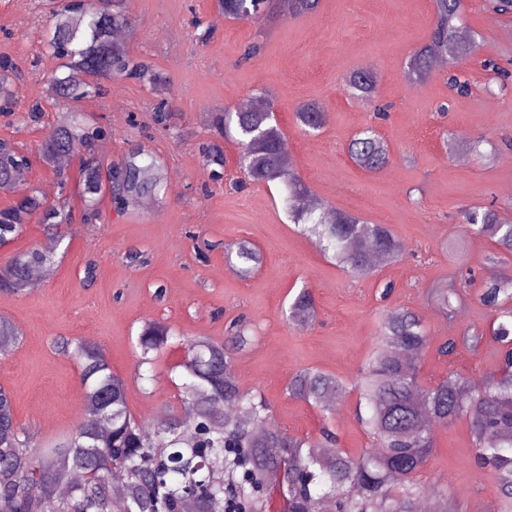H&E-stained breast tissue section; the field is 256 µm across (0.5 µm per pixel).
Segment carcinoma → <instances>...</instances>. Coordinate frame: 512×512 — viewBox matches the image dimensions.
I'll use <instances>...</instances> for the list:
<instances>
[{
    "instance_id": "1",
    "label": "carcinoma",
    "mask_w": 512,
    "mask_h": 512,
    "mask_svg": "<svg viewBox=\"0 0 512 512\" xmlns=\"http://www.w3.org/2000/svg\"><path fill=\"white\" fill-rule=\"evenodd\" d=\"M218 2L230 19L262 21L282 12V0ZM318 3L289 0V15H308ZM433 3L429 39L410 56L408 70L422 82L441 55L448 89L467 95L470 82L458 68L475 52L476 42L458 25L463 0ZM53 16V33L44 46L63 59L66 68L50 79L54 97L103 95L118 75L165 92L160 71L131 57L125 45L112 42L115 30H133L127 0H58ZM483 67L493 72L501 92L512 89V77L494 61H484ZM346 90L356 99L369 100L375 96L377 77L353 71L346 77ZM295 117L308 133L320 130L325 122L316 102L300 106ZM273 120L268 103L260 110L217 112L212 126L238 146L237 165L250 182L283 186L290 220L323 252L332 253L349 275L374 276V255L384 262L396 261L402 244L388 226L362 224L317 200L302 185ZM104 136L102 127L69 115L43 138L41 159L51 166L62 156L91 150ZM347 152L355 165L371 174L390 163L386 140L371 126L352 137ZM19 153L17 143L0 138V187L17 195L0 209V246L18 237L32 218L60 243L69 214L64 206L47 202L35 187L19 191L17 177L26 168L13 163ZM107 183L118 184L113 202L123 210L166 190L159 157L145 149L113 166L103 167L91 158L83 161L81 196L89 216L96 215ZM463 219L474 235L495 246L497 261L512 256V221L488 207L466 210ZM54 261L55 252L39 248L10 256L0 292L23 295L34 290L40 272ZM227 261L247 279L262 257L254 244L241 241L229 247ZM433 297L448 322H454L461 312L459 290L435 288ZM477 300L495 313L493 338L503 346L500 368L507 370L512 367V275L486 280ZM314 318V296L303 288L288 306V320L308 326ZM174 338L168 325L143 322L135 340L140 379L154 380L157 362ZM483 339V333L469 329L446 339L436 351L450 357L462 346L475 353ZM253 342L249 329L239 326L225 342L185 340V359L177 365L184 379L179 406L166 407L163 422L147 431L129 409L126 380L112 372L102 348L89 339L61 340L60 353L82 366V419L75 432L37 451L34 435L17 422L12 393L0 387V512H267L260 491L271 473L280 480L277 493L283 512H320L324 502L333 504V512H419L416 475L431 456L434 428L460 419L469 422L476 462L494 477L497 512H512V381L492 376L477 390L453 375L432 386L421 385L420 362L430 336L416 313L398 309L382 318L377 345L358 372L357 415L372 446L357 456L334 448L336 435L328 430L322 438L312 439L270 423L268 403L243 389L232 374L235 355ZM347 392L340 378L320 370L302 371L288 383L290 397L316 407L326 419ZM220 404L234 407L233 413H216ZM116 470L123 473L125 483L120 503L112 495L111 475Z\"/></svg>"
}]
</instances>
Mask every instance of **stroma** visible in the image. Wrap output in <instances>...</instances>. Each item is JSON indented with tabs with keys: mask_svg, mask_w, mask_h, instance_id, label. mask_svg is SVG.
<instances>
[{
	"mask_svg": "<svg viewBox=\"0 0 512 512\" xmlns=\"http://www.w3.org/2000/svg\"><path fill=\"white\" fill-rule=\"evenodd\" d=\"M129 11L134 34L126 39L128 50L166 76L165 95L118 77L105 95L71 104L49 94L48 80L60 73L62 61L42 46L52 24L42 0H0V59L21 69L19 84L27 89L14 96L11 114L0 115V138L23 144L30 165L22 184L45 191L48 202L58 198L53 188L59 179H67L72 214L50 277L25 295L0 294V316L19 334L0 355V387L13 393L18 423L39 444L72 432L81 420V369L57 351L62 338L102 346L113 372L126 379L130 411L142 422L176 404L179 390L168 370L180 361L181 346L165 352L155 383L136 376L132 341L147 320L221 341L231 320L246 317L256 340L237 355L235 376L243 389L265 398L273 422L290 434L314 437L322 426L316 408L289 397L290 379L318 369L354 382L377 342L380 320L394 309L418 314L431 337L420 364L423 383L453 372L473 382L496 374L494 340L477 354L461 348L442 357L436 348L466 329L488 330L493 318L475 295L494 247L468 233L458 213L491 204L512 218V149L502 145L512 139V97L487 92L481 66L491 58L512 72V19L493 17L486 0H465L463 22L476 32L478 47L465 65L470 94L453 97L441 73L420 83L407 72L409 57L429 38L432 0H320L312 14L259 22L225 18L217 0H129ZM252 42L260 52L242 60ZM356 69L377 74V101L391 106L387 119L373 120L372 105L346 93L344 80ZM259 93L273 103L293 168L312 194L367 223L387 225L403 244L399 261L354 279L296 231L279 184L241 185L238 148L218 140L211 114L239 109ZM164 98L172 116L165 130L153 122ZM312 101L326 119L320 131L307 134L295 112ZM35 103L45 110L36 123L28 119ZM74 108L108 128V146L96 153L102 164L119 163L138 147L158 153L168 176L162 199L144 198L128 211L106 199L95 219L84 218L77 193L84 152L70 155L56 173L38 150L61 113ZM370 123L392 155L378 174L362 171L347 154L350 138ZM479 137L501 144L496 159L471 150ZM213 141L226 157L219 179L200 154L201 145ZM243 240L263 255L247 279L224 256ZM91 263L95 279L88 285ZM445 285L461 288L466 301L452 322L430 296ZM304 287L316 301L315 319L306 327L285 317L293 294ZM355 404V394H348L334 418L339 446L352 454L371 444ZM472 455L467 420L437 429L418 475L423 497L448 496L456 512H495L494 480Z\"/></svg>",
	"mask_w": 512,
	"mask_h": 512,
	"instance_id": "35a3bbf8",
	"label": "stroma"
}]
</instances>
